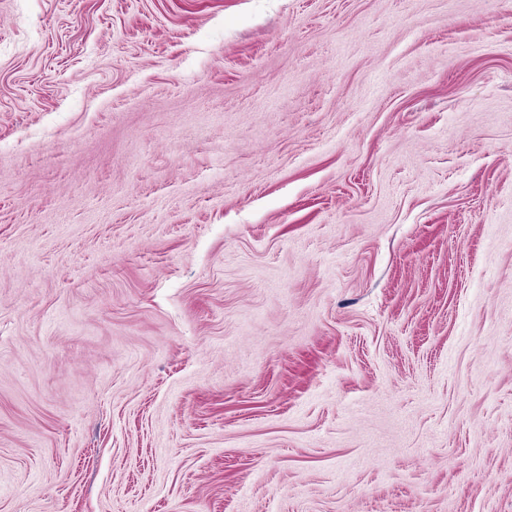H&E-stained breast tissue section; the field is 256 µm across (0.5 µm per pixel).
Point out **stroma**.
Returning a JSON list of instances; mask_svg holds the SVG:
<instances>
[{
    "mask_svg": "<svg viewBox=\"0 0 512 512\" xmlns=\"http://www.w3.org/2000/svg\"><path fill=\"white\" fill-rule=\"evenodd\" d=\"M0 512H512V0H0Z\"/></svg>",
    "mask_w": 512,
    "mask_h": 512,
    "instance_id": "obj_1",
    "label": "stroma"
}]
</instances>
